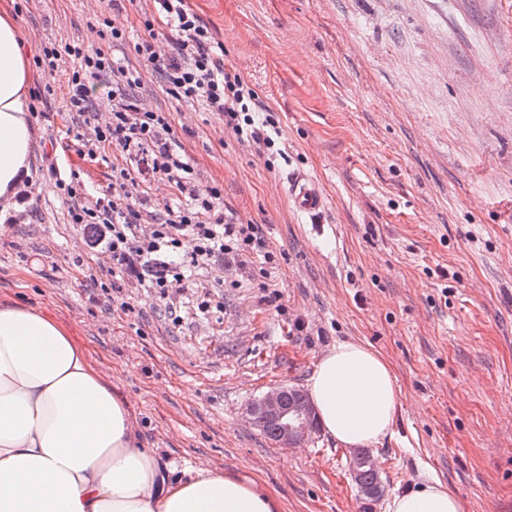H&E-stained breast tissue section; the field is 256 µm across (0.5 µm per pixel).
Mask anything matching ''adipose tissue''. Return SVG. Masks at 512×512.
<instances>
[{"label":"adipose tissue","instance_id":"obj_1","mask_svg":"<svg viewBox=\"0 0 512 512\" xmlns=\"http://www.w3.org/2000/svg\"><path fill=\"white\" fill-rule=\"evenodd\" d=\"M29 65L0 14V221L31 173ZM308 393L322 428L351 448L391 432L400 391L369 346L343 342L319 359ZM0 512H282L255 481L210 468L169 477L140 447L126 401L48 314L0 305ZM387 512H462L437 480L393 496Z\"/></svg>","mask_w":512,"mask_h":512}]
</instances>
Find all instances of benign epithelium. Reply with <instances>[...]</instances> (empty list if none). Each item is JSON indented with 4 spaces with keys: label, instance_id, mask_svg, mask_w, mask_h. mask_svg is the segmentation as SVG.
Returning a JSON list of instances; mask_svg holds the SVG:
<instances>
[{
    "label": "benign epithelium",
    "instance_id": "benign-epithelium-1",
    "mask_svg": "<svg viewBox=\"0 0 512 512\" xmlns=\"http://www.w3.org/2000/svg\"><path fill=\"white\" fill-rule=\"evenodd\" d=\"M247 412L257 429L274 428L276 443L285 448L304 441L317 426L316 412L308 395L288 386L269 389L248 405Z\"/></svg>",
    "mask_w": 512,
    "mask_h": 512
}]
</instances>
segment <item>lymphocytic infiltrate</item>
<instances>
[{"label":"lymphocytic infiltrate","instance_id":"obj_1","mask_svg":"<svg viewBox=\"0 0 512 512\" xmlns=\"http://www.w3.org/2000/svg\"><path fill=\"white\" fill-rule=\"evenodd\" d=\"M172 46L161 53L153 40L133 44L144 65L158 73L166 94L177 102H195L223 116L224 125L240 142L274 149L279 135L272 115L266 114L259 96L236 71L225 68L217 54L211 29L186 5V0H154ZM99 44L82 41L48 43L39 61L44 71L54 72L63 58L75 67L68 78V108L81 126L92 127L93 138L83 139L88 155L104 145L140 155L139 177L119 170L110 195L89 201L76 173H64L49 165L47 174L66 202L71 223L90 228L86 246L108 254L112 261V288L134 285L168 297L173 285L183 284L192 270L211 268L216 259L262 254L275 263L258 224H230L224 218V192L219 186L199 189L193 167L178 149L170 113L147 109L134 91L142 83L139 68L122 56L129 45L124 28L99 29ZM105 108L107 124L96 125L97 108ZM160 178L187 197L179 209L149 211L143 182ZM151 221L150 234L139 228Z\"/></svg>","mask_w":512,"mask_h":512}]
</instances>
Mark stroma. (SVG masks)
Wrapping results in <instances>:
<instances>
[{"label":"stroma","mask_w":512,"mask_h":512,"mask_svg":"<svg viewBox=\"0 0 512 512\" xmlns=\"http://www.w3.org/2000/svg\"><path fill=\"white\" fill-rule=\"evenodd\" d=\"M273 112L286 159L266 166L221 116L175 103L143 71L146 106L170 112L200 186L224 187L229 223L261 225L278 259L218 261L177 293L175 313L147 288L97 301L89 253L45 169L57 161L93 194L133 157L79 152L67 110L70 63L32 68V184L0 231V303L50 314L128 402L136 434L178 471L258 481L283 512H386L392 496L438 479L464 512H512V0H186ZM151 0H0L28 56L87 40L115 20L130 42ZM52 86L46 100L38 91ZM313 175L323 231L288 200V175ZM223 306L201 313L205 297ZM385 358L400 405L370 445L383 495L354 482L353 449L323 431L277 447L243 418L271 387H306L342 342Z\"/></svg>","instance_id":"obj_1"}]
</instances>
